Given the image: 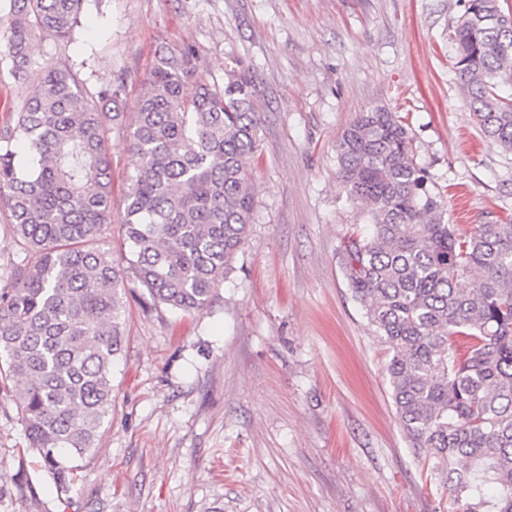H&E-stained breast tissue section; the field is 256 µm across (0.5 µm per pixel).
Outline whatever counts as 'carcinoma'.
I'll use <instances>...</instances> for the list:
<instances>
[{
    "label": "carcinoma",
    "mask_w": 512,
    "mask_h": 512,
    "mask_svg": "<svg viewBox=\"0 0 512 512\" xmlns=\"http://www.w3.org/2000/svg\"><path fill=\"white\" fill-rule=\"evenodd\" d=\"M82 3H0V66L31 86L0 127V207L24 254L0 288V390L23 383L15 402L29 448L62 496L112 411L127 289H144L154 307H208L248 237L260 146L241 60L220 83L194 46L157 49L129 123L123 78L92 91L68 61L40 65L33 33L73 42ZM449 40L476 124L512 152V95L499 94L512 84V13L500 0H464ZM112 129L126 133L137 163L119 259L101 244L112 226ZM413 142L385 106L343 130L340 181L371 231L343 240L342 269L392 350L396 411L414 453L448 487V512H512V220L467 232L445 222Z\"/></svg>",
    "instance_id": "carcinoma-1"
}]
</instances>
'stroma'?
<instances>
[{
	"label": "stroma",
	"mask_w": 512,
	"mask_h": 512,
	"mask_svg": "<svg viewBox=\"0 0 512 512\" xmlns=\"http://www.w3.org/2000/svg\"><path fill=\"white\" fill-rule=\"evenodd\" d=\"M464 0H84L74 42L35 58L126 82L133 111L159 46L194 45L216 78L250 69L260 113L254 220L211 305L146 310L128 290L112 412L58 497L0 392V512H448L410 448L385 372L389 347L339 258L367 226L340 182L336 140L383 105L411 129L445 219L512 217V152L476 126L448 41ZM112 222L135 157L108 136Z\"/></svg>",
	"instance_id": "stroma-1"
}]
</instances>
